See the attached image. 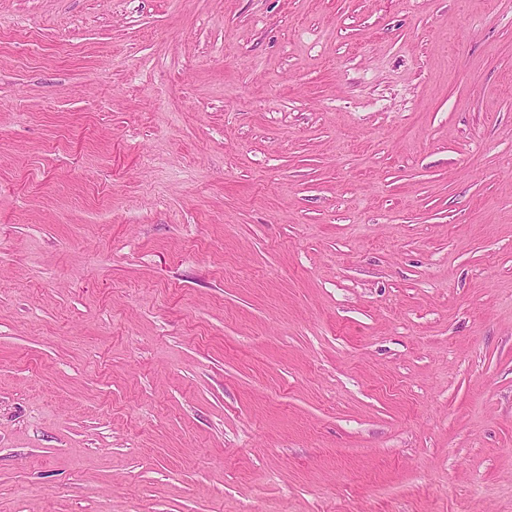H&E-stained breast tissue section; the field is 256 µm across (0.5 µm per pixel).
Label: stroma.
<instances>
[{
    "label": "stroma",
    "instance_id": "35a3bbf8",
    "mask_svg": "<svg viewBox=\"0 0 512 512\" xmlns=\"http://www.w3.org/2000/svg\"><path fill=\"white\" fill-rule=\"evenodd\" d=\"M0 512H512V0H0Z\"/></svg>",
    "mask_w": 512,
    "mask_h": 512
}]
</instances>
